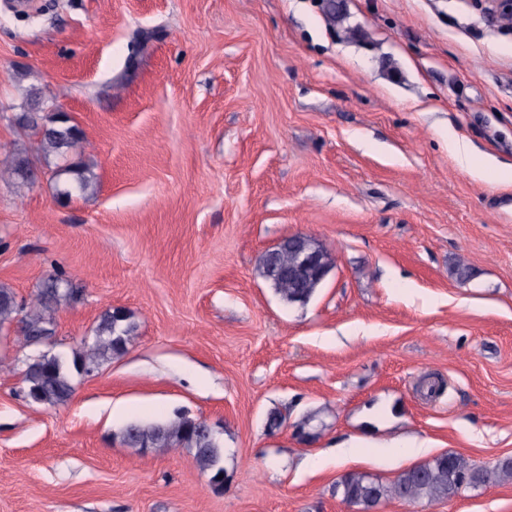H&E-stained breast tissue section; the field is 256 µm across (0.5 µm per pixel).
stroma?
Listing matches in <instances>:
<instances>
[{
    "instance_id": "35a3bbf8",
    "label": "stroma",
    "mask_w": 512,
    "mask_h": 512,
    "mask_svg": "<svg viewBox=\"0 0 512 512\" xmlns=\"http://www.w3.org/2000/svg\"><path fill=\"white\" fill-rule=\"evenodd\" d=\"M338 2H0V161L34 144L28 86L62 88L97 177L68 201L0 183V285L79 288L52 353L112 309L136 325L55 407L25 393L40 346L0 329V512H359L337 481L394 479L412 445L512 456V31L472 0ZM298 233L336 266L287 305L258 268ZM179 411L223 427L222 493L122 443ZM378 510L512 512V481ZM448 142L452 147V151L457 157L460 164L465 167L471 176L474 178H482L483 177V169L479 167H472L471 158L473 155V151L469 145V143L462 137H459L454 132H449L448 134Z\"/></svg>"
}]
</instances>
